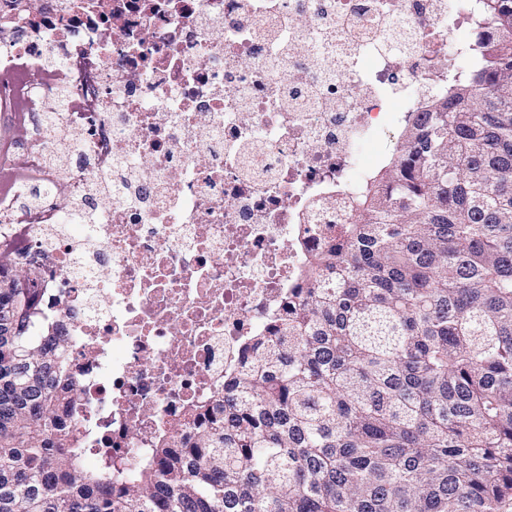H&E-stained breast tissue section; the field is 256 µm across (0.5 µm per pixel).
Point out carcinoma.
<instances>
[{
    "instance_id": "1",
    "label": "carcinoma",
    "mask_w": 512,
    "mask_h": 512,
    "mask_svg": "<svg viewBox=\"0 0 512 512\" xmlns=\"http://www.w3.org/2000/svg\"><path fill=\"white\" fill-rule=\"evenodd\" d=\"M327 228L224 394L132 474L86 449L36 269L0 243V512H500L512 502V0ZM26 269L17 288L2 284Z\"/></svg>"
}]
</instances>
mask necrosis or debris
Masks as SVG:
<instances>
[{"instance_id":"obj_1","label":"necrosis or debris","mask_w":512,"mask_h":512,"mask_svg":"<svg viewBox=\"0 0 512 512\" xmlns=\"http://www.w3.org/2000/svg\"><path fill=\"white\" fill-rule=\"evenodd\" d=\"M1 30L26 139L0 150V240L49 287L88 456L129 466L223 390L312 225L355 222L365 146L476 35L461 0H0Z\"/></svg>"}]
</instances>
